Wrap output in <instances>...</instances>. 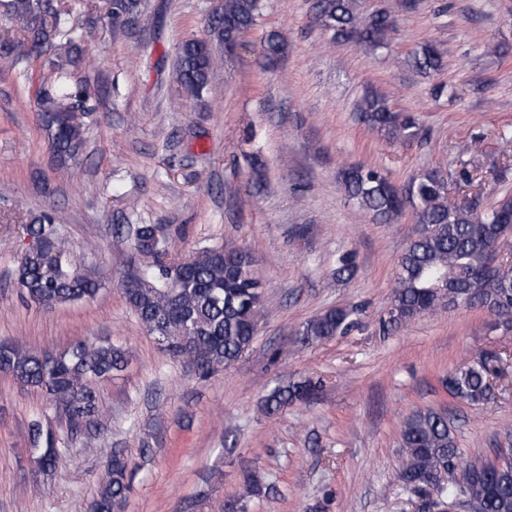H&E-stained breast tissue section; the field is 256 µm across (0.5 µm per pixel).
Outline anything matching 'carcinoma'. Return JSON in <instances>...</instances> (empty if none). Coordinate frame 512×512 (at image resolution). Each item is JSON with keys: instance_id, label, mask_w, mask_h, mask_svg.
<instances>
[{"instance_id": "carcinoma-1", "label": "carcinoma", "mask_w": 512, "mask_h": 512, "mask_svg": "<svg viewBox=\"0 0 512 512\" xmlns=\"http://www.w3.org/2000/svg\"><path fill=\"white\" fill-rule=\"evenodd\" d=\"M262 0H224L214 30L224 47L236 43L261 15ZM314 22L337 44L355 43L376 51L388 46L395 29V14L388 8L369 15L357 13L353 0H316ZM0 12L23 32L18 41L0 45L16 60L40 57L50 48L49 67L66 74L83 60L82 36L72 12L54 0H0ZM111 19L142 17V0H108ZM283 42L271 34L264 53L269 62L280 58ZM411 66L424 74L441 70L442 56L431 44L415 48ZM218 60L208 41H185L178 53L177 79L195 98L209 90ZM85 86L61 84L41 89L38 105L41 124L60 165L76 160L83 147L85 118L95 107ZM361 119L390 142H408L421 135L418 119L395 110L381 96L368 94L360 104ZM473 185L464 166L448 179L441 166L427 168L400 188L376 168L356 165L343 173L348 197L375 220L389 224L410 204L417 236L401 255L394 274L391 305L380 326L395 330L417 316L442 307H480L499 318H512V267L489 274L495 252L512 251V195L482 207L480 191L458 204L448 202V187ZM31 243L15 270L27 302L43 310L88 301L102 290L104 281L86 270L79 259L58 247L59 227L43 212L24 225ZM131 247L152 259L136 273L126 299L146 332L173 355L193 364L205 379L236 362L252 345L268 311L263 283L248 252L236 247L204 248L193 255L172 254L169 242L155 224H140ZM356 310L331 308L302 323L297 331L303 345L346 335L356 324ZM123 350L99 340L79 342L61 352L35 351L16 341L0 343V372L22 388L42 393L54 408H61L69 430L97 435L104 415L95 383L120 371ZM495 358L481 356L443 379L448 392L471 405L488 402ZM321 380L306 378L279 384L262 399L264 414L273 416L297 403L315 398ZM30 438L46 469L56 465L61 449L40 421L30 425ZM399 445L400 480L421 495L430 512H512V460L496 466L463 461L447 417L434 410H417L403 420ZM130 488L128 459L111 456L108 480L81 512H114L124 508ZM273 487L251 473L246 477V498L267 497Z\"/></svg>"}]
</instances>
